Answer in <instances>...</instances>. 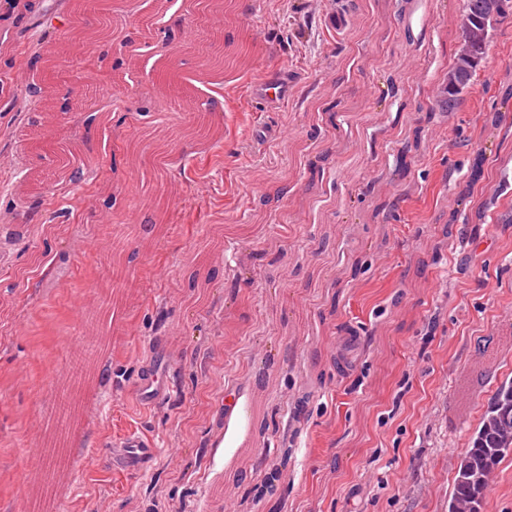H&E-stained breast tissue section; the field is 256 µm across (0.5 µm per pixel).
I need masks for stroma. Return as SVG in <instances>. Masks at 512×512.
Returning a JSON list of instances; mask_svg holds the SVG:
<instances>
[{
	"mask_svg": "<svg viewBox=\"0 0 512 512\" xmlns=\"http://www.w3.org/2000/svg\"><path fill=\"white\" fill-rule=\"evenodd\" d=\"M194 0H134L112 16L99 78L126 110L87 129L68 81L52 106L64 142L102 182L52 184L12 133L20 79L0 85V512H448L460 457L512 382V18L455 111L443 104L463 0H224L213 74L189 29ZM182 46L172 56L173 46ZM289 73L265 111L254 82ZM177 78L215 101L212 139L158 109ZM175 141L155 214L136 136ZM117 203L105 209L107 195ZM154 233H142L145 224ZM199 271V286L184 277ZM163 362L167 395L134 386ZM82 406L51 498L26 472L55 456L56 411ZM156 455L116 478L121 428Z\"/></svg>",
	"mask_w": 512,
	"mask_h": 512,
	"instance_id": "35a3bbf8",
	"label": "stroma"
}]
</instances>
